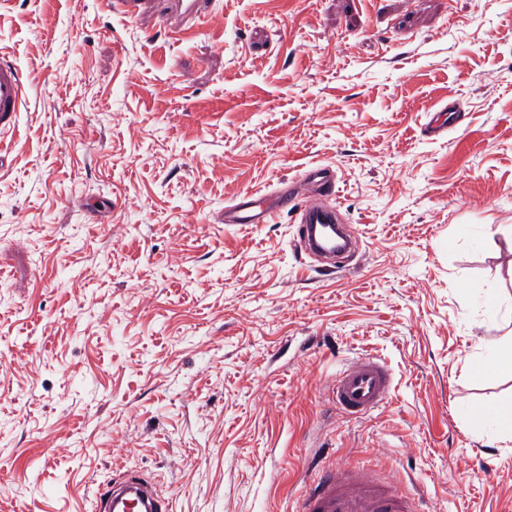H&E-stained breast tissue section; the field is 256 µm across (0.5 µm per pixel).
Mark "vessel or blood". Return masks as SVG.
<instances>
[{
	"label": "vessel or blood",
	"mask_w": 512,
	"mask_h": 512,
	"mask_svg": "<svg viewBox=\"0 0 512 512\" xmlns=\"http://www.w3.org/2000/svg\"><path fill=\"white\" fill-rule=\"evenodd\" d=\"M116 11L132 17L141 9L155 11L162 28L172 40L194 34L209 25L216 14L215 0H113ZM25 106V84L21 71L12 63L0 62V131L10 128L17 112ZM308 192L291 182L266 192L248 191L236 196L224 209L228 224H266L274 215L289 213L299 221L300 250L311 256L329 255V248L316 241V229L336 221L334 208L323 198L334 195L336 178L327 167L310 169L305 175ZM394 377L387 363L363 355L340 370L331 386L334 407L352 417L369 415L390 398ZM136 496L146 512H169L167 500L152 483L129 475L95 493V512H114L119 502ZM294 512H423L419 498L384 483L364 469L328 468L303 488Z\"/></svg>",
	"instance_id": "1"
}]
</instances>
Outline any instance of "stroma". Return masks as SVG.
Returning <instances> with one entry per match:
<instances>
[{"mask_svg": "<svg viewBox=\"0 0 512 512\" xmlns=\"http://www.w3.org/2000/svg\"><path fill=\"white\" fill-rule=\"evenodd\" d=\"M171 42L102 0H0L27 101L0 133V512H291L311 460L512 512V441L475 406L512 344V0H216ZM447 102L457 122L429 137ZM316 166L359 249L330 278L296 220L224 207ZM372 354L388 403L350 418ZM393 388L394 377L387 363L363 355L336 373L330 399L344 414L363 417L382 407ZM129 495H135L146 507V512H169L167 499L158 492L152 483L136 476L127 475L110 484L106 490L95 492L94 511H116V505L125 501Z\"/></svg>", "mask_w": 512, "mask_h": 512, "instance_id": "1", "label": "stroma"}]
</instances>
